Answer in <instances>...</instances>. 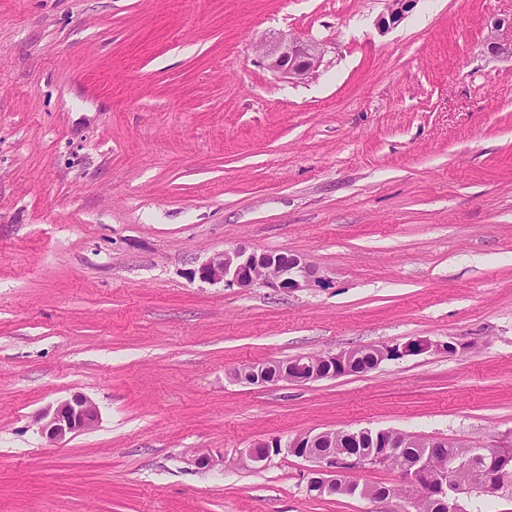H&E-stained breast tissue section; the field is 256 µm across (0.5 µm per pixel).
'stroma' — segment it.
<instances>
[{
    "label": "stroma",
    "mask_w": 512,
    "mask_h": 512,
    "mask_svg": "<svg viewBox=\"0 0 512 512\" xmlns=\"http://www.w3.org/2000/svg\"><path fill=\"white\" fill-rule=\"evenodd\" d=\"M387 6L0 0V512H408L238 452L363 428L512 448V58L483 49L512 0L385 29ZM281 36L319 43L307 79L263 65ZM236 246L326 283L199 279ZM413 339L365 374L226 378ZM75 394L98 421L49 447L38 417ZM432 347L431 343L426 340L416 339L412 340L409 343L402 346V348H390L387 346L377 345L367 347L373 351L378 353L379 361L378 365L381 364L384 360L389 359L391 355V351H395L397 357L406 356V355H414L421 354L428 351ZM280 450L281 444L277 445V443L273 441L257 443L253 448H248L244 452H241L240 462L243 465H247L248 463L253 465L259 464L267 461L272 453L277 454Z\"/></svg>",
    "instance_id": "1"
}]
</instances>
